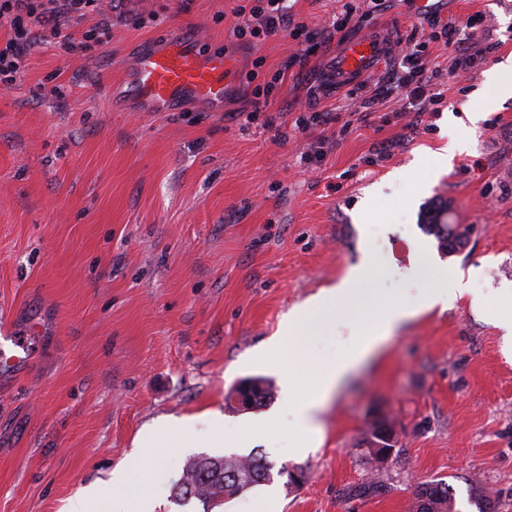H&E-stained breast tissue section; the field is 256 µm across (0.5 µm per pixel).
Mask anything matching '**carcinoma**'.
<instances>
[{
  "label": "carcinoma",
  "mask_w": 512,
  "mask_h": 512,
  "mask_svg": "<svg viewBox=\"0 0 512 512\" xmlns=\"http://www.w3.org/2000/svg\"><path fill=\"white\" fill-rule=\"evenodd\" d=\"M447 210L437 209L428 221L429 232L447 252L454 251L448 242L452 237L459 240L464 233L448 227L441 215ZM249 407H259L270 399L269 385L261 379H250ZM285 469L274 470V465L264 456L252 453L248 456L222 457L200 456L190 461L174 487V499L184 505L192 500L201 506V512H213L225 500L237 496L253 486L269 483L273 474H283ZM453 488L439 479L422 484L416 495L413 512H455Z\"/></svg>",
  "instance_id": "obj_1"
}]
</instances>
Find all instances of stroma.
<instances>
[{
	"label": "stroma",
	"instance_id": "1",
	"mask_svg": "<svg viewBox=\"0 0 512 512\" xmlns=\"http://www.w3.org/2000/svg\"><path fill=\"white\" fill-rule=\"evenodd\" d=\"M284 4L304 34L245 43L231 33L237 0H124L123 20L101 0L74 29L111 21L106 45L37 46L0 93V344L26 336L33 353L0 372V512H65L135 457L128 484L151 512H186L172 488L199 451L177 442L216 416L247 452L302 472L292 485L274 477L279 512H412L417 485L434 479L453 486L458 512L474 485L512 512V358L496 326L512 318L497 300L512 289V97L486 111L468 153L430 174L445 113L478 108L487 73L512 55V0ZM475 13L473 66L451 72L440 40L419 52L432 98L422 113L404 89L337 79L348 42H371L382 72L429 18ZM194 28L232 66L223 111L125 102L133 59ZM314 151L321 161L301 165ZM440 208L469 230L460 251L424 229ZM367 254L375 270L337 302L325 354L342 351L356 310L415 305L444 273L487 303L465 296L410 319L329 403L320 447L297 452L281 379L317 371L275 348L280 322ZM251 377L271 399L229 405ZM380 421L393 452L376 472L368 438Z\"/></svg>",
	"mask_w": 512,
	"mask_h": 512
}]
</instances>
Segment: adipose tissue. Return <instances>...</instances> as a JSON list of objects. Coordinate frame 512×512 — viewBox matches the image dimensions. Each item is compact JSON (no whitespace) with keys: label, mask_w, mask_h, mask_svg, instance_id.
<instances>
[{"label":"adipose tissue","mask_w":512,"mask_h":512,"mask_svg":"<svg viewBox=\"0 0 512 512\" xmlns=\"http://www.w3.org/2000/svg\"><path fill=\"white\" fill-rule=\"evenodd\" d=\"M373 272L372 261H365L349 278L333 288L323 289L316 297L295 307L281 325L280 342L288 348L289 357L299 364H310L317 370L311 389L300 380L288 376L284 387L291 406V423L307 447H318L323 437L322 412L344 381L362 363L378 352L381 343L398 331L417 310L447 309L449 303L467 294L460 276H444L429 289L418 307L392 304L382 309L357 312L352 321V337L340 356H326L317 346L320 321L335 308L338 300L347 298L357 283ZM67 512H143L138 498L115 500L113 487L96 488L71 500Z\"/></svg>","instance_id":"obj_1"}]
</instances>
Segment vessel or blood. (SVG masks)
<instances>
[{"label": "vessel or blood", "mask_w": 512, "mask_h": 512, "mask_svg": "<svg viewBox=\"0 0 512 512\" xmlns=\"http://www.w3.org/2000/svg\"><path fill=\"white\" fill-rule=\"evenodd\" d=\"M203 37L190 30L165 39L141 53L132 62L128 93L140 110L167 112L180 102L196 101L221 107L224 102L227 61L223 54L201 48ZM375 50L371 43L346 45L341 75H356L371 65Z\"/></svg>", "instance_id": "1"}]
</instances>
